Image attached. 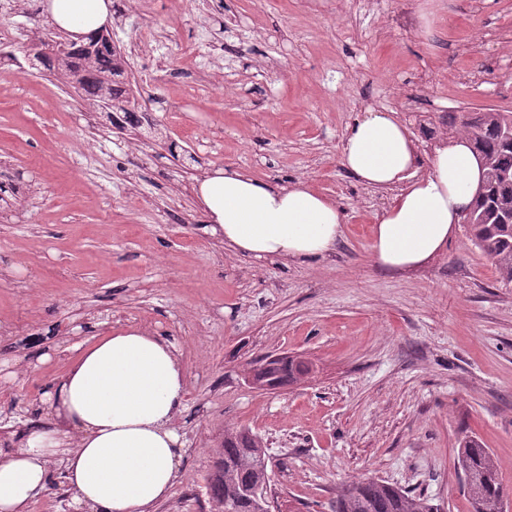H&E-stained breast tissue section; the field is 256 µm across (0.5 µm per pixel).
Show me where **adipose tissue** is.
I'll return each mask as SVG.
<instances>
[{
  "mask_svg": "<svg viewBox=\"0 0 512 512\" xmlns=\"http://www.w3.org/2000/svg\"><path fill=\"white\" fill-rule=\"evenodd\" d=\"M111 0H49L55 26L94 37L112 22ZM341 166L361 184L393 190L373 227L371 257L402 271L437 258L457 234L485 169L465 135L441 139L427 173L418 147L392 110L355 117L340 149ZM195 194L225 247L256 258L311 262L342 235L338 206L297 181L281 185L224 167L198 180ZM52 386L55 420L29 428L25 448L0 457V512H31L62 456L61 480L86 512H151L175 484L180 438L172 426L186 396V372L174 343L139 330L77 345Z\"/></svg>",
  "mask_w": 512,
  "mask_h": 512,
  "instance_id": "ef3b65f1",
  "label": "adipose tissue"
}]
</instances>
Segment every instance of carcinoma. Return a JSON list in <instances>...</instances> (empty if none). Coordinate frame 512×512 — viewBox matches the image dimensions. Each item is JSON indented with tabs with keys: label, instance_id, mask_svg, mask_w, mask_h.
Returning <instances> with one entry per match:
<instances>
[{
	"label": "carcinoma",
	"instance_id": "cac0c4a2",
	"mask_svg": "<svg viewBox=\"0 0 512 512\" xmlns=\"http://www.w3.org/2000/svg\"><path fill=\"white\" fill-rule=\"evenodd\" d=\"M76 66L86 73L78 96L90 106L104 98L117 103V111H127L132 104L131 87L127 81V62L117 48L99 53L90 59L73 57L56 61L45 56L42 67L47 71ZM512 118L511 112L472 111L448 117V129H461L472 140L476 151L491 160V174L485 179L484 194L472 208L473 224L469 225L470 241L494 265L498 281L512 286V223H502L505 208L512 206V140L501 132V126ZM217 460L236 472L227 480L214 470L208 478L209 496L216 512H255L246 501L247 486L256 469L259 457L255 451L254 435L247 430L228 431L217 452ZM457 463L461 471L475 478L467 492L471 512H505L508 490L500 477L492 452L479 441L465 435L458 442ZM332 512H433L426 498L412 497L403 490L376 481H358L353 489L339 494L331 505Z\"/></svg>",
	"mask_w": 512,
	"mask_h": 512
}]
</instances>
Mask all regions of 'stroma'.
<instances>
[{
  "instance_id": "stroma-1",
  "label": "stroma",
  "mask_w": 512,
  "mask_h": 512,
  "mask_svg": "<svg viewBox=\"0 0 512 512\" xmlns=\"http://www.w3.org/2000/svg\"><path fill=\"white\" fill-rule=\"evenodd\" d=\"M112 34L145 113L116 121L28 54L42 0H0V442L53 421L75 344L127 328L175 343L187 396L178 478L153 512H200L225 431L261 437L272 512H331L364 478L470 512L461 437L512 490V287L466 227L437 259L389 271L372 227L392 194L339 162L366 108L398 112L426 170L463 109L512 112V0H114ZM232 167L309 181L341 208L336 249L284 264L233 255L198 179ZM267 355L297 382L249 384Z\"/></svg>"
}]
</instances>
